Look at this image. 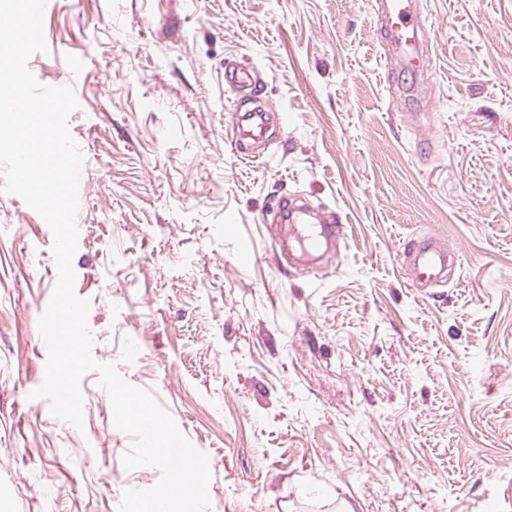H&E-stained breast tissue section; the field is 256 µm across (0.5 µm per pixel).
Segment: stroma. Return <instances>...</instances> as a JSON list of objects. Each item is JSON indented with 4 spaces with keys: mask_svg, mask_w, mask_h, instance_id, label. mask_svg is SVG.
Listing matches in <instances>:
<instances>
[{
    "mask_svg": "<svg viewBox=\"0 0 512 512\" xmlns=\"http://www.w3.org/2000/svg\"><path fill=\"white\" fill-rule=\"evenodd\" d=\"M426 3L434 66L402 76V111L375 0L47 2L28 67L79 101L92 354L208 455L209 512H512V0ZM228 64L261 73L278 118L250 159L230 146ZM4 184L0 512H118L160 473L124 468L95 375L83 429L29 400L57 269ZM282 196L344 217L337 254L278 265ZM428 235L460 260L424 296L399 252Z\"/></svg>",
    "mask_w": 512,
    "mask_h": 512,
    "instance_id": "35a3bbf8",
    "label": "stroma"
}]
</instances>
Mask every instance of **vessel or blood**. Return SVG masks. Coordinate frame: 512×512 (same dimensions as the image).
<instances>
[{
    "label": "vessel or blood",
    "mask_w": 512,
    "mask_h": 512,
    "mask_svg": "<svg viewBox=\"0 0 512 512\" xmlns=\"http://www.w3.org/2000/svg\"><path fill=\"white\" fill-rule=\"evenodd\" d=\"M377 33L379 43L387 50V75L407 71L415 75L426 74L430 59L422 46L428 35L422 11L417 0H376ZM224 78L233 86L248 90L254 106L240 116L233 129L231 145L239 155H246L248 142L265 140L270 118L259 106L264 84L256 73L246 67H236L225 72ZM279 223L276 239L287 247L288 256L294 261H304L328 249L329 245L343 241L345 225L341 216L315 220L313 215L295 207L288 198L277 203ZM403 255L408 265L410 287L427 291L438 285L453 257L432 237L410 240Z\"/></svg>",
    "instance_id": "1"
}]
</instances>
